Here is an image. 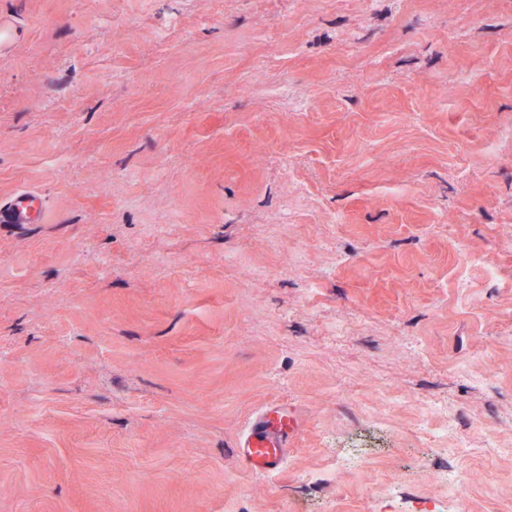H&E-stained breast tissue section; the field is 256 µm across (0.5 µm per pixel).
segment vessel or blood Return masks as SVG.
Masks as SVG:
<instances>
[{"label":"vessel or blood","instance_id":"b4317fda","mask_svg":"<svg viewBox=\"0 0 512 512\" xmlns=\"http://www.w3.org/2000/svg\"><path fill=\"white\" fill-rule=\"evenodd\" d=\"M39 210V197L20 193L0 206V223L30 224L35 221ZM293 428V418L281 409L259 413L240 443L243 466L261 474L281 471L287 458L288 434Z\"/></svg>","mask_w":512,"mask_h":512}]
</instances>
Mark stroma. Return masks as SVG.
<instances>
[{"instance_id":"35a3bbf8","label":"stroma","mask_w":512,"mask_h":512,"mask_svg":"<svg viewBox=\"0 0 512 512\" xmlns=\"http://www.w3.org/2000/svg\"><path fill=\"white\" fill-rule=\"evenodd\" d=\"M21 192L0 512H410L445 466L512 502V0H0ZM40 210V199L34 194L20 193L0 206L1 224H32ZM288 412L279 408L259 413L240 442V461L248 470L261 474L281 471L287 458L288 434L294 428Z\"/></svg>"}]
</instances>
